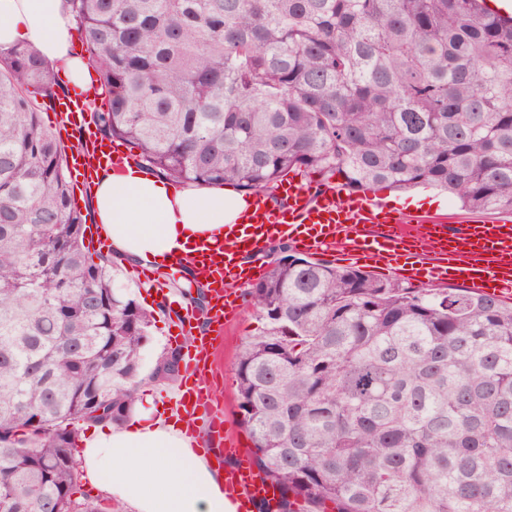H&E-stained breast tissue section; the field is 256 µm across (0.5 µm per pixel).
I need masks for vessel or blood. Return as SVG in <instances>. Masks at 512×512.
Wrapping results in <instances>:
<instances>
[{
  "label": "vessel or blood",
  "mask_w": 512,
  "mask_h": 512,
  "mask_svg": "<svg viewBox=\"0 0 512 512\" xmlns=\"http://www.w3.org/2000/svg\"><path fill=\"white\" fill-rule=\"evenodd\" d=\"M52 112L74 140L69 165L83 181L101 169L120 170L128 156L102 138L85 119L81 100L70 94L55 98ZM285 201L275 204L264 196L247 200L241 226H229L223 241L202 243L193 251L171 257L168 268L178 272L195 266L208 277L206 325L193 311H173L172 343L185 344L184 374L169 397L172 412L183 415L190 447L223 452L224 497L228 512H252L260 500H274L277 491L258 469L238 464L237 444L224 432V411L212 397L215 343L240 310L239 286L257 279L262 267L246 264L249 255L269 244L285 241L305 252L340 255L357 264L372 261L376 268L429 284L455 280L472 291L512 299V222L452 225L450 217L425 212L401 214L383 199L369 194H320L314 185L286 182Z\"/></svg>",
  "instance_id": "obj_1"
}]
</instances>
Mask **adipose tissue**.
<instances>
[{
  "label": "adipose tissue",
  "mask_w": 512,
  "mask_h": 512,
  "mask_svg": "<svg viewBox=\"0 0 512 512\" xmlns=\"http://www.w3.org/2000/svg\"><path fill=\"white\" fill-rule=\"evenodd\" d=\"M77 40L69 0H0V50L32 43L71 86L83 89L93 69L74 52ZM90 201L113 253L145 263L223 237L225 225L239 223L245 207L243 198L225 195L223 188H177L133 164L100 174ZM181 427L141 388L127 426L100 424L88 431L80 472L134 512H227L223 471L189 448Z\"/></svg>",
  "instance_id": "1"
}]
</instances>
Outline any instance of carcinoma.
<instances>
[{
    "instance_id": "obj_1",
    "label": "carcinoma",
    "mask_w": 512,
    "mask_h": 512,
    "mask_svg": "<svg viewBox=\"0 0 512 512\" xmlns=\"http://www.w3.org/2000/svg\"><path fill=\"white\" fill-rule=\"evenodd\" d=\"M71 2L94 124L176 183L260 194L307 171L512 212V20L481 0ZM56 85L33 46L0 51V512H122L80 492L75 424L130 416L152 314L85 246L35 107ZM272 251L235 368L279 489L257 512H512V303Z\"/></svg>"
}]
</instances>
